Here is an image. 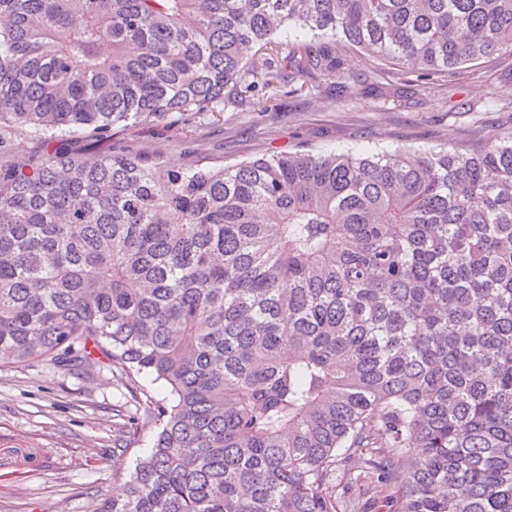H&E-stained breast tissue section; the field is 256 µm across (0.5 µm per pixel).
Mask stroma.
Masks as SVG:
<instances>
[{
    "mask_svg": "<svg viewBox=\"0 0 512 512\" xmlns=\"http://www.w3.org/2000/svg\"><path fill=\"white\" fill-rule=\"evenodd\" d=\"M316 96L280 93L266 111L264 92L223 112H187L175 122L144 119L117 128L115 141L164 153L173 165L207 159L233 164L289 151L387 150L402 145L464 146L512 130V52L452 82L427 87L394 78L340 91L324 72ZM164 382L143 376L136 393L120 384L111 363L60 369L42 362L0 367V512H94L121 486L132 462L153 446L148 425L123 458L112 455L118 410L169 404Z\"/></svg>",
    "mask_w": 512,
    "mask_h": 512,
    "instance_id": "1",
    "label": "stroma"
}]
</instances>
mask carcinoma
Wrapping results in <instances>:
<instances>
[{
    "mask_svg": "<svg viewBox=\"0 0 512 512\" xmlns=\"http://www.w3.org/2000/svg\"><path fill=\"white\" fill-rule=\"evenodd\" d=\"M508 48L512 0H0V365L173 397L97 512H512V131L188 168L112 143ZM76 136L93 159L48 149Z\"/></svg>",
    "mask_w": 512,
    "mask_h": 512,
    "instance_id": "obj_1",
    "label": "carcinoma"
}]
</instances>
